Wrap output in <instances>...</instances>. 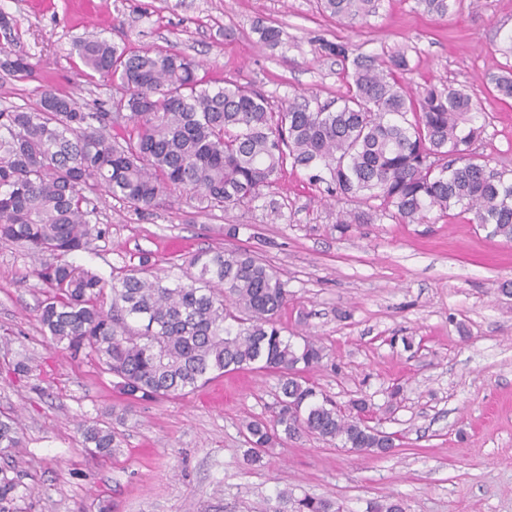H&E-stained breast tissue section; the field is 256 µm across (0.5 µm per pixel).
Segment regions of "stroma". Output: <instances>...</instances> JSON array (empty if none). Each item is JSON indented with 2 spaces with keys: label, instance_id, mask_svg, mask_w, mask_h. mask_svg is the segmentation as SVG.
Segmentation results:
<instances>
[{
  "label": "stroma",
  "instance_id": "stroma-1",
  "mask_svg": "<svg viewBox=\"0 0 512 512\" xmlns=\"http://www.w3.org/2000/svg\"><path fill=\"white\" fill-rule=\"evenodd\" d=\"M0 12L13 20L10 36L0 35V62L24 56L34 66L28 78L0 66V111L35 106L46 84L84 111H107L111 83L88 80L73 52L95 36L167 47L199 62L211 84L250 82L277 103L336 101L348 90L341 65L315 45L342 40L406 50L412 89L464 87L481 108L477 153L512 169V100L483 82L506 62L512 0H459L444 17L417 11L414 0H379L376 14L351 27L317 0H0ZM259 18L283 27L284 47L259 43ZM268 195L282 206L273 224L263 210L205 212L183 194L145 214L99 194L92 205L105 233L74 261L108 277L144 261L159 274L206 248L252 251L287 284L286 335L325 349L308 374L318 394L343 408L367 400L370 426L395 435L394 451L358 453L309 436L247 461L244 424L269 417L277 394V375L263 370L129 403L90 357L42 336L40 258L0 241V364L23 355L38 363L20 382L0 374V414L22 420V445L9 452L22 512H277L285 489L337 501L343 512L388 500L405 512H512V243L456 208L432 210L422 224L339 227L322 187L292 167ZM122 410L119 453L83 447L80 424Z\"/></svg>",
  "mask_w": 512,
  "mask_h": 512
}]
</instances>
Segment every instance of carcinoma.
Masks as SVG:
<instances>
[{"instance_id":"1","label":"carcinoma","mask_w":512,"mask_h":512,"mask_svg":"<svg viewBox=\"0 0 512 512\" xmlns=\"http://www.w3.org/2000/svg\"><path fill=\"white\" fill-rule=\"evenodd\" d=\"M456 0H414L446 16ZM320 9L354 25L376 13L377 0H320ZM259 41L285 45L283 28L256 21ZM86 77L112 81L110 111L85 112L51 86L32 108L0 112V240L43 255L35 276L45 286L37 305L42 335L76 355L83 351L116 386L139 402L197 391L226 372L258 367L278 375L272 419L245 424L248 455L271 453L281 437L314 435L382 455L392 435L365 424L366 401L345 413L317 400L301 376L320 365L313 339L296 345L278 316L288 302L279 272L245 250L207 249L187 267L164 275L146 268L107 281L70 261L102 236L89 195L103 190L136 212L176 191L203 209L226 213L261 208L271 221L281 205L266 200L284 165L306 170L336 203L379 201L373 211H341L338 224L387 218L421 223L437 209L459 208L489 236L512 241V170L491 169L472 146L483 128L463 88L429 84L412 93L403 83L405 51L364 53L321 41L316 52L336 58L348 80L341 104L315 98L276 104L252 85L226 80L217 88L198 77L196 62L158 46L127 50L95 38L74 44ZM0 66L28 75L17 56ZM512 99V67L486 77ZM111 296L104 308V295ZM18 380L35 371L22 358L6 364ZM84 447L112 454L120 434L104 421L80 426ZM22 447L18 419L0 417V449ZM19 482L0 468V512H17ZM291 512H340L335 502L279 493Z\"/></svg>"}]
</instances>
